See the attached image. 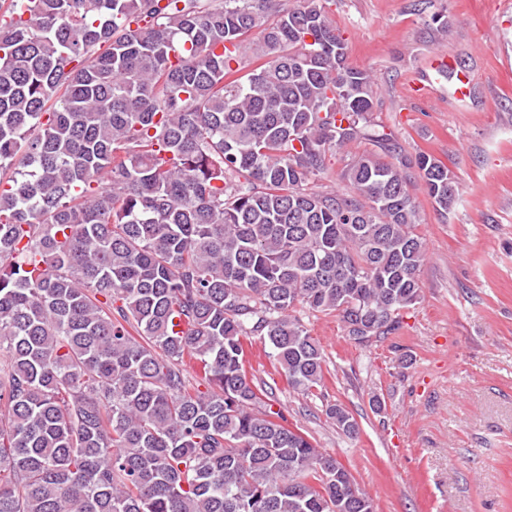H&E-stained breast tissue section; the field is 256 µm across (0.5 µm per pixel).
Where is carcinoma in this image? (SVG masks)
Listing matches in <instances>:
<instances>
[{
    "label": "carcinoma",
    "mask_w": 512,
    "mask_h": 512,
    "mask_svg": "<svg viewBox=\"0 0 512 512\" xmlns=\"http://www.w3.org/2000/svg\"><path fill=\"white\" fill-rule=\"evenodd\" d=\"M372 84L322 0H0V512H374L244 365L309 394L305 311L361 346L423 299L448 166L313 188L380 137ZM348 153H340L335 156L327 157L328 170L320 179L315 182V190L328 192H345V184L340 180V173L344 166L349 162L353 155L364 152H376L382 156L388 155L384 150L380 149L376 143L372 141L362 140L354 144L348 149Z\"/></svg>",
    "instance_id": "1"
}]
</instances>
